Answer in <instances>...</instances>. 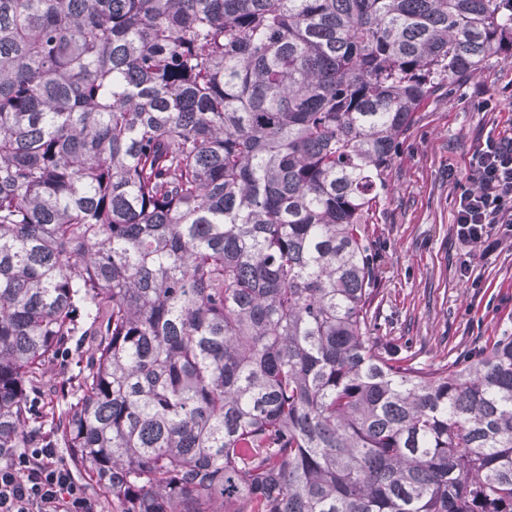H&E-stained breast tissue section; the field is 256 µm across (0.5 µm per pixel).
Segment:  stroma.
I'll return each mask as SVG.
<instances>
[{"label": "stroma", "mask_w": 512, "mask_h": 512, "mask_svg": "<svg viewBox=\"0 0 512 512\" xmlns=\"http://www.w3.org/2000/svg\"><path fill=\"white\" fill-rule=\"evenodd\" d=\"M490 136L512 137V59L498 54L417 112L368 227L379 256L377 333L426 364L512 333V240L472 256L453 227L469 158Z\"/></svg>", "instance_id": "obj_1"}]
</instances>
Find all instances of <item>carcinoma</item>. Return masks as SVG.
Returning <instances> with one entry per match:
<instances>
[{
    "label": "carcinoma",
    "mask_w": 512,
    "mask_h": 512,
    "mask_svg": "<svg viewBox=\"0 0 512 512\" xmlns=\"http://www.w3.org/2000/svg\"><path fill=\"white\" fill-rule=\"evenodd\" d=\"M512 0H0V462L112 512H512V335H375L370 212Z\"/></svg>",
    "instance_id": "cac0c4a2"
}]
</instances>
